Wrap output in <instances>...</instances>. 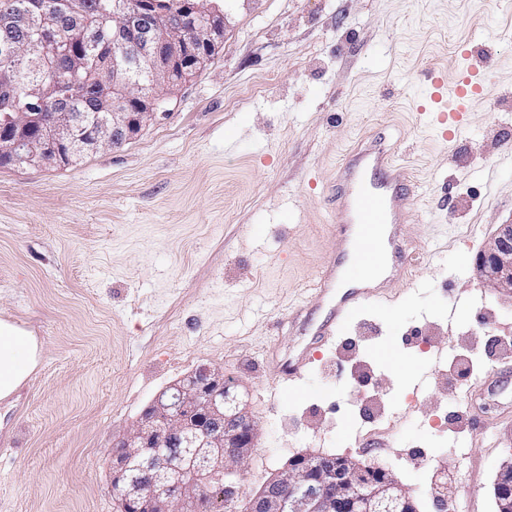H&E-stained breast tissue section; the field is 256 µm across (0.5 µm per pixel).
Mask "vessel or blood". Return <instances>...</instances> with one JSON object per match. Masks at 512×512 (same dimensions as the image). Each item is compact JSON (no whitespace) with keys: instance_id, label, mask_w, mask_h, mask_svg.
I'll return each instance as SVG.
<instances>
[{"instance_id":"b4317fda","label":"vessel or blood","mask_w":512,"mask_h":512,"mask_svg":"<svg viewBox=\"0 0 512 512\" xmlns=\"http://www.w3.org/2000/svg\"><path fill=\"white\" fill-rule=\"evenodd\" d=\"M428 86L433 111L447 114L452 127L480 90L467 74L451 85L434 75ZM416 198L415 180L382 140L360 142L345 153L336 170L333 198L342 247L323 264L309 301L310 310L323 311L324 316L309 329L299 350L275 360L278 383L301 376L315 353L335 342L354 309L392 292V280L380 269L393 253L401 268L411 265V255L398 253L394 231L410 221Z\"/></svg>"}]
</instances>
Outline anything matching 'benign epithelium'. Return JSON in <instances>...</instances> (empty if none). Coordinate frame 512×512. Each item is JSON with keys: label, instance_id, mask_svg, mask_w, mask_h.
<instances>
[{"label": "benign epithelium", "instance_id": "7a95c632", "mask_svg": "<svg viewBox=\"0 0 512 512\" xmlns=\"http://www.w3.org/2000/svg\"><path fill=\"white\" fill-rule=\"evenodd\" d=\"M165 0H112V107L76 112L75 96L41 112L0 114V167H67L105 147L120 148L152 121L177 87L203 71L224 42L232 0H178L184 25L165 24ZM90 8L70 21L76 66L96 53L101 35L90 31ZM45 13L25 4L0 8V90L12 86L13 62L33 79L46 78L55 56L41 38ZM483 282L512 295V222L501 224L475 258ZM224 370L200 365L161 392L111 451L109 490L121 512H186L208 489L226 491L230 512H417L391 473L383 483L352 482L368 469L359 458L304 454L290 461L249 501L239 502L233 478L242 472L231 448H253L258 433L248 393L224 386ZM176 444L181 452L168 451ZM177 479V491L161 483ZM497 512H512V448L497 473Z\"/></svg>", "mask_w": 512, "mask_h": 512}]
</instances>
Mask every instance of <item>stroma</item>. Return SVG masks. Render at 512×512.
I'll return each instance as SVG.
<instances>
[{
	"mask_svg": "<svg viewBox=\"0 0 512 512\" xmlns=\"http://www.w3.org/2000/svg\"><path fill=\"white\" fill-rule=\"evenodd\" d=\"M469 66L483 93L442 137L424 78ZM165 110L76 166L0 168V317L30 326L39 369L0 396V512H117L113 443L202 364L249 392L239 499L310 453L392 473L419 512L442 478L453 512H496L512 385L471 392L512 351V295L473 261L512 222V0H234ZM365 137L417 182L398 228L415 261L270 402L268 361L303 346L341 244L336 166Z\"/></svg>",
	"mask_w": 512,
	"mask_h": 512,
	"instance_id": "obj_1",
	"label": "stroma"
}]
</instances>
